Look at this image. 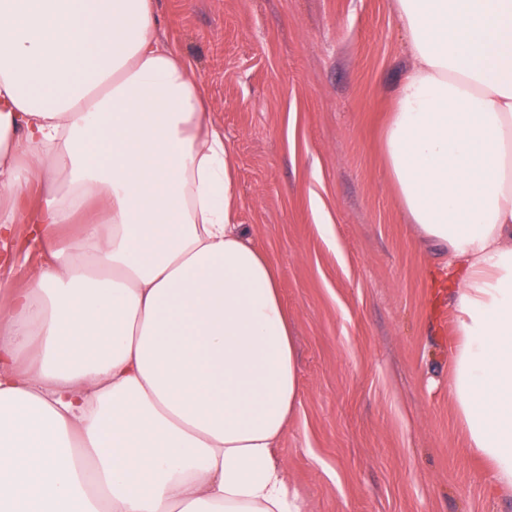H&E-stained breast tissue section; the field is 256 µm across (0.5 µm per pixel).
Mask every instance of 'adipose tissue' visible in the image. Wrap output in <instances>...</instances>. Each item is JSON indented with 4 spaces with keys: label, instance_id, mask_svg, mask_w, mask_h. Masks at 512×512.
<instances>
[{
    "label": "adipose tissue",
    "instance_id": "ef3b65f1",
    "mask_svg": "<svg viewBox=\"0 0 512 512\" xmlns=\"http://www.w3.org/2000/svg\"><path fill=\"white\" fill-rule=\"evenodd\" d=\"M395 8L382 152L441 257L466 449L512 489V0ZM158 28L155 0H0V261L19 224L48 256L0 292V512H307L277 454L302 399L279 274Z\"/></svg>",
    "mask_w": 512,
    "mask_h": 512
}]
</instances>
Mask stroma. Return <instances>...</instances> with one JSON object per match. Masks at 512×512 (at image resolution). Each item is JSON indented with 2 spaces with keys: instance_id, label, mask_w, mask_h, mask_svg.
<instances>
[{
  "instance_id": "stroma-1",
  "label": "stroma",
  "mask_w": 512,
  "mask_h": 512,
  "mask_svg": "<svg viewBox=\"0 0 512 512\" xmlns=\"http://www.w3.org/2000/svg\"><path fill=\"white\" fill-rule=\"evenodd\" d=\"M230 145L235 223L279 272L304 386L279 455L308 512H512L465 450L446 316L380 150L408 65L393 0H157ZM329 218L333 234L317 227ZM0 268L25 287L43 251Z\"/></svg>"
}]
</instances>
